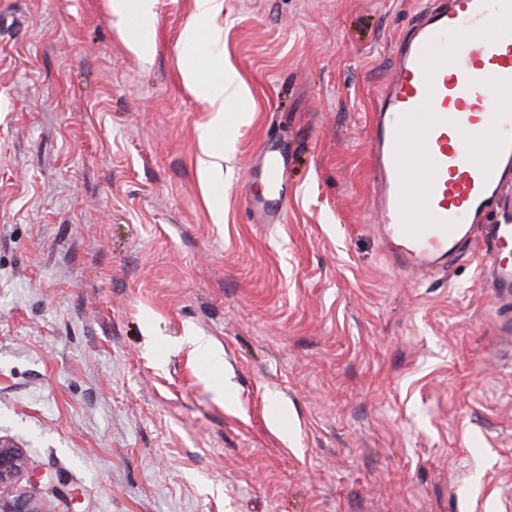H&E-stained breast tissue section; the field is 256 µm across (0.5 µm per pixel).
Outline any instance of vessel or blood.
Listing matches in <instances>:
<instances>
[{"label":"vessel or blood","mask_w":512,"mask_h":512,"mask_svg":"<svg viewBox=\"0 0 512 512\" xmlns=\"http://www.w3.org/2000/svg\"><path fill=\"white\" fill-rule=\"evenodd\" d=\"M480 28L491 38L476 39ZM371 155L372 215L396 263L433 272L480 244L489 287L512 307V220L486 219L512 194V10L501 0H433L422 13L376 102ZM287 160L262 150L264 215L286 195Z\"/></svg>","instance_id":"1"}]
</instances>
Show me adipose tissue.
Masks as SVG:
<instances>
[{
    "label": "adipose tissue",
    "mask_w": 512,
    "mask_h": 512,
    "mask_svg": "<svg viewBox=\"0 0 512 512\" xmlns=\"http://www.w3.org/2000/svg\"><path fill=\"white\" fill-rule=\"evenodd\" d=\"M155 0H111L110 13L127 23L126 44L142 62L152 59L155 49ZM189 20V54L199 56L200 64L181 69L187 89L209 105L211 117L200 135L202 153L198 158L201 181L209 183L223 173V149L214 146L210 132L230 119L240 118L243 89L235 73L224 64V43L215 20L224 8V0H194Z\"/></svg>",
    "instance_id": "obj_1"
}]
</instances>
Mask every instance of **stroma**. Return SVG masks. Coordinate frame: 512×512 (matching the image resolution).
I'll list each match as a JSON object with an SVG mask.
<instances>
[{
    "label": "stroma",
    "instance_id": "stroma-1",
    "mask_svg": "<svg viewBox=\"0 0 512 512\" xmlns=\"http://www.w3.org/2000/svg\"><path fill=\"white\" fill-rule=\"evenodd\" d=\"M429 4L224 0L248 115L217 196L194 0H156L149 64L107 0H0V437L51 512H512L481 253L404 270L370 219L376 95ZM272 140L288 207L256 224Z\"/></svg>",
    "mask_w": 512,
    "mask_h": 512
}]
</instances>
